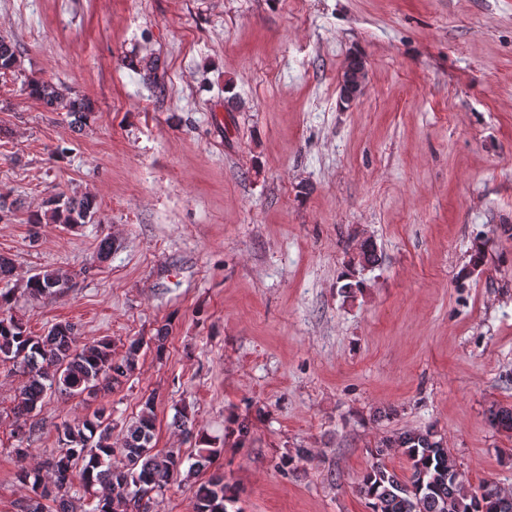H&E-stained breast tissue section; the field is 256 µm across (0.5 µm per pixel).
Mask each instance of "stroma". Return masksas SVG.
<instances>
[{"label": "stroma", "instance_id": "1", "mask_svg": "<svg viewBox=\"0 0 512 512\" xmlns=\"http://www.w3.org/2000/svg\"><path fill=\"white\" fill-rule=\"evenodd\" d=\"M0 37L17 47L0 74V289L34 334L142 343L111 390L47 400L25 463L101 407L122 443L150 397L157 449L186 466L218 451L156 512H196L214 472L238 512H371L373 450L431 425L471 488L512 489V433L487 420L512 406V0H0ZM354 54L367 78L344 105ZM33 80L89 99L87 125ZM63 193L93 195L94 222L30 224ZM365 238L379 260L351 271ZM44 269L65 296H29ZM21 383L0 365V512L30 495ZM298 448L311 461L278 470Z\"/></svg>", "mask_w": 512, "mask_h": 512}]
</instances>
